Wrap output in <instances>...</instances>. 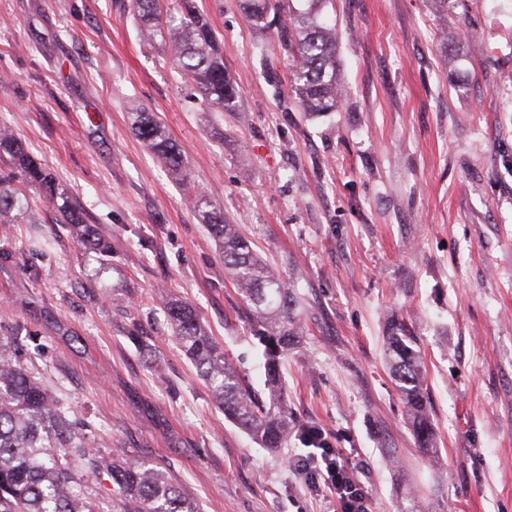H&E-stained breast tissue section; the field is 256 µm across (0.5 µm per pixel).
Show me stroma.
Here are the masks:
<instances>
[{
  "label": "stroma",
  "mask_w": 512,
  "mask_h": 512,
  "mask_svg": "<svg viewBox=\"0 0 512 512\" xmlns=\"http://www.w3.org/2000/svg\"><path fill=\"white\" fill-rule=\"evenodd\" d=\"M242 112L207 111L130 0H0V120L112 241L84 260L64 225L0 235V336L113 447L160 463L201 512H330L326 491L225 420L147 294L201 312L263 385L249 318L182 185L131 130L154 113L189 179L294 285L284 387L303 422L361 465L374 512H512V0H329L341 106L313 117L242 0H200ZM47 237L50 247L13 256ZM425 355L436 455L418 449L385 362L389 319ZM154 338L143 354L128 331Z\"/></svg>",
  "instance_id": "obj_1"
}]
</instances>
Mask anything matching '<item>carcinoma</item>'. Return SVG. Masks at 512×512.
Returning <instances> with one entry per match:
<instances>
[{"mask_svg": "<svg viewBox=\"0 0 512 512\" xmlns=\"http://www.w3.org/2000/svg\"><path fill=\"white\" fill-rule=\"evenodd\" d=\"M177 14L162 0H131L141 40L161 42L182 77L192 81L203 101L218 112L242 111L241 95L226 67L224 51L197 0H175ZM244 0L256 22L279 18L275 36L291 62L290 91L303 112H334L339 107L340 64L336 24L324 16L327 0ZM132 128L166 169L188 181L184 151L170 139L155 115L133 113ZM50 209L48 224H63L99 265L112 258V242L102 236L81 204L44 163L32 156L13 130L0 124V224L25 218L37 201ZM193 206L224 263V273L262 346L265 388L256 389L224 354L189 302L162 300L171 337L196 369L215 406L261 447L274 450L297 435L304 445L320 444L319 427L302 424L288 407L282 371L296 339L295 298L288 279L273 269L201 189ZM0 336V512H199L195 501L163 467L115 448L68 411L45 384L18 341L25 330ZM390 372L404 401L418 447L435 448L431 411L424 396V362L411 330L400 320L386 335Z\"/></svg>", "mask_w": 512, "mask_h": 512, "instance_id": "obj_1", "label": "carcinoma"}]
</instances>
